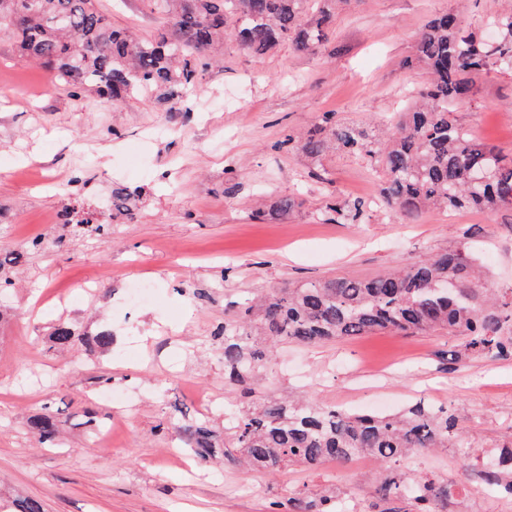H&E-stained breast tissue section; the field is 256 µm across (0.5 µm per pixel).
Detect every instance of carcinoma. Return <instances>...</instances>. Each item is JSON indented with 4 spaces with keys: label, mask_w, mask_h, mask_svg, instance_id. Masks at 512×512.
Masks as SVG:
<instances>
[{
    "label": "carcinoma",
    "mask_w": 512,
    "mask_h": 512,
    "mask_svg": "<svg viewBox=\"0 0 512 512\" xmlns=\"http://www.w3.org/2000/svg\"><path fill=\"white\" fill-rule=\"evenodd\" d=\"M161 33L139 38L112 26L96 0H0V30L28 59L52 69L70 95L90 91L109 103L136 95L172 102L198 86L218 49L232 39L264 55L288 41L313 54L322 49L338 5L357 0H146ZM491 32L463 29L450 13L433 18L419 34L414 59L428 80L398 113L394 131L343 122L325 112L281 147L319 158L340 152L378 173L377 203L410 221L430 211L512 207V156L476 139L454 119L473 79L493 65L512 70V12L491 17ZM111 215L136 218L135 195L111 193ZM363 205L329 196L323 221L352 224ZM481 263L472 252H438L404 269L373 278L338 277L300 288H278L224 320V382L239 386L250 404L228 418L224 434L187 421L182 441L204 463L229 461L257 470H317L368 455L386 467L368 508L358 512H448L455 484L423 474L420 459L435 448H468L451 408L419 401L399 415L352 414L289 398L265 399L256 385L282 344L312 347L380 331L413 335L446 331L464 338L467 354L512 355V293L498 297L479 285ZM74 327L62 322L52 342L68 346ZM30 428L45 448L58 445L54 416L44 412ZM463 470L512 499V432L479 464L466 453ZM339 495L303 487L273 512H337ZM8 512H45L23 497Z\"/></svg>",
    "instance_id": "obj_1"
}]
</instances>
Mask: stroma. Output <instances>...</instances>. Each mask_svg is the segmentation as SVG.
I'll use <instances>...</instances> for the list:
<instances>
[{
	"label": "stroma",
	"mask_w": 512,
	"mask_h": 512,
	"mask_svg": "<svg viewBox=\"0 0 512 512\" xmlns=\"http://www.w3.org/2000/svg\"><path fill=\"white\" fill-rule=\"evenodd\" d=\"M113 26L147 37L158 18L144 0H98ZM512 0H359L341 13L326 48L283 43L257 57L224 45L223 61L181 100L135 97L114 108L72 97L53 72L22 57L0 33V253L20 251L0 320V498L39 499L47 512H268L298 486L340 489V512L370 498L384 466L362 456L317 471H244L168 456L182 442L172 423L223 425L245 399L225 384L215 335L225 311L257 294L342 276L369 278L438 251L467 248L500 290L512 289V208L429 212L416 222L368 208L361 223L328 224V195L368 203L378 178L343 155L288 153L287 132L322 113L380 125L427 79L410 65L414 41L435 15L457 14L483 31ZM473 137L512 152V73L487 69L455 112ZM324 171L325 181L314 178ZM135 192L134 223L106 238L64 230L65 208L102 211L113 187ZM297 197L291 215L277 200ZM267 210L255 220V210ZM61 245L33 252L35 237ZM144 277L162 304L124 313L129 283ZM78 336L61 349L59 322ZM111 329L136 342L134 360L89 354L87 335ZM264 393L293 392L351 413L375 399L389 412L421 401L457 410L476 452L512 432V356L463 355L445 333H377L312 348L280 346ZM128 402L98 399L99 376ZM51 412L63 432L39 447L29 422ZM111 424L106 447L96 431Z\"/></svg>",
	"instance_id": "obj_1"
}]
</instances>
